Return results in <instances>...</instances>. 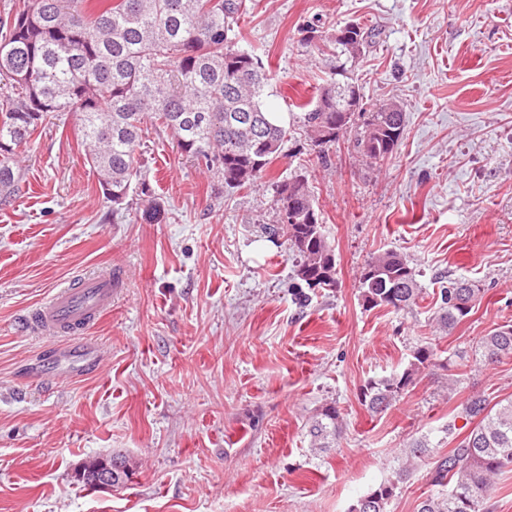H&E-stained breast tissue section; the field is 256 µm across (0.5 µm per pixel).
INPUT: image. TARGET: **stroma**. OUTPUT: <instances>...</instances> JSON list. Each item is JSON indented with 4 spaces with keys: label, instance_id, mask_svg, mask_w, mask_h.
Here are the masks:
<instances>
[{
    "label": "stroma",
    "instance_id": "obj_1",
    "mask_svg": "<svg viewBox=\"0 0 512 512\" xmlns=\"http://www.w3.org/2000/svg\"><path fill=\"white\" fill-rule=\"evenodd\" d=\"M351 21L376 33L354 74L365 108L405 112L380 167L349 134L318 155L299 121L332 65L304 29ZM239 26L238 48L271 72L264 106L289 130L251 187L226 189L152 123L136 153L151 199L118 211L86 162L79 114H49L18 150L19 190L0 203V512H348L414 439L447 454L444 429L472 390L512 397V358L453 394L433 368L381 414L360 396L416 346L446 357L512 321V0H255ZM297 174L335 250L332 291L298 290L296 256L267 232L276 182ZM387 250L416 270L418 306H363L360 271ZM100 269L112 307L87 333L27 329L56 287ZM447 276L483 289L449 334L434 321ZM328 405L343 429L317 453L305 423ZM112 454L135 465L124 487L75 480L82 459ZM428 471L387 512H417Z\"/></svg>",
    "mask_w": 512,
    "mask_h": 512
}]
</instances>
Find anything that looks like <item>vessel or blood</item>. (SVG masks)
<instances>
[{"instance_id":"obj_1","label":"vessel or blood","mask_w":512,"mask_h":512,"mask_svg":"<svg viewBox=\"0 0 512 512\" xmlns=\"http://www.w3.org/2000/svg\"><path fill=\"white\" fill-rule=\"evenodd\" d=\"M112 305V275L101 272L77 284L58 289L39 307L33 323L35 333L62 336L88 328Z\"/></svg>"}]
</instances>
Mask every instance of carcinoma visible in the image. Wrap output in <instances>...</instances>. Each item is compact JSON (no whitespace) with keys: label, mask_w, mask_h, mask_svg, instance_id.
I'll return each instance as SVG.
<instances>
[{"label":"carcinoma","mask_w":512,"mask_h":512,"mask_svg":"<svg viewBox=\"0 0 512 512\" xmlns=\"http://www.w3.org/2000/svg\"><path fill=\"white\" fill-rule=\"evenodd\" d=\"M87 0H25L3 22L0 37V202L20 179L16 150L30 143L53 112H77L89 146L87 162L98 175L112 207L136 194L149 195L136 159L142 125L154 119L172 131L178 148L205 163L229 189L248 187L266 174L288 137L262 107L269 71L256 56L235 47V29L250 0H116L99 12ZM322 41L336 60L330 94L318 89L300 105L301 123L319 151L355 128L354 147L374 165L393 158L402 141L401 108L381 104L360 112L361 124L342 121L349 107L352 67L374 43L375 29L358 23ZM300 195L290 199L292 186ZM278 220L272 235L285 239L299 257L296 276L309 288L337 287L335 253L322 232L307 178L297 174L276 185ZM363 305L404 310L422 298L416 271L405 256L386 251L361 271ZM483 288L469 279L450 278L439 288L438 328L451 332L471 314ZM512 357V322L481 337L469 354L439 360L438 350L420 345L401 373L369 380L361 389L367 411L380 414L406 394L416 377L431 367L448 370V392L457 390L467 370ZM457 417L471 425L459 436L456 420L445 433L456 448L434 461L430 480L436 490L417 512H490L498 477L512 468V397L493 401L472 392ZM342 429L339 410L326 406L308 427L311 447L321 452ZM425 437L415 440L405 466L353 503L348 512H387L414 463L430 455Z\"/></svg>","instance_id":"carcinoma-1"}]
</instances>
